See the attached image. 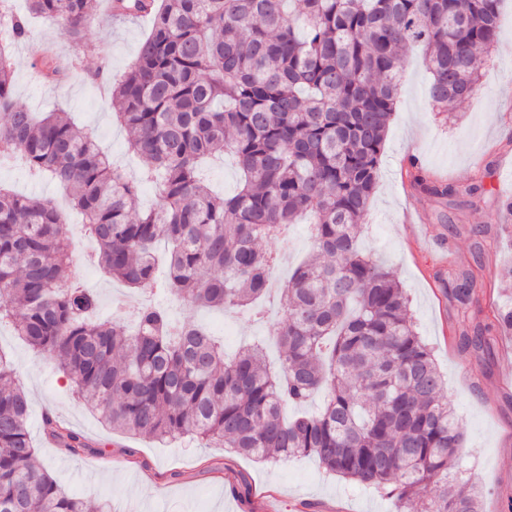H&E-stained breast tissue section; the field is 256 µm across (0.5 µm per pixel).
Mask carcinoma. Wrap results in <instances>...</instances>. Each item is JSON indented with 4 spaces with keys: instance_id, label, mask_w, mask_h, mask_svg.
I'll return each instance as SVG.
<instances>
[{
    "instance_id": "obj_1",
    "label": "carcinoma",
    "mask_w": 512,
    "mask_h": 512,
    "mask_svg": "<svg viewBox=\"0 0 512 512\" xmlns=\"http://www.w3.org/2000/svg\"><path fill=\"white\" fill-rule=\"evenodd\" d=\"M100 0H26L0 41V156L50 178L83 218L96 261L135 290L158 286L154 249L170 244L163 286L191 308L248 307L278 298L272 329L280 371L251 345L230 362L205 329L175 322L152 300L131 334L96 317L98 298L70 268L71 242L56 205L0 188V323L55 361L77 397L112 430L170 442L194 436L276 462L314 456L328 475L394 494L401 512H481L468 482L451 476L462 433L428 345L415 329L397 277L358 244L379 182L401 69L419 45L429 98L448 116L473 97L482 54L497 41L502 0H109L113 17L150 18L136 58L104 86L140 161L124 173L96 137L70 118H41L14 100L12 46L33 18L80 43ZM38 78L57 83L63 65L42 46ZM230 152L237 190L204 182L203 159ZM159 184L140 209L142 185ZM413 187L452 206L484 192L417 173ZM301 216L310 252L272 287L283 241ZM471 268L451 277L449 299L468 323L460 347L484 354L511 309L483 315ZM313 415H288L314 394ZM29 399L0 352V512H86L44 466L34 465ZM47 435L71 452L85 438L45 415Z\"/></svg>"
}]
</instances>
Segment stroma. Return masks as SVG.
Returning <instances> with one entry per match:
<instances>
[{"label": "stroma", "instance_id": "35a3bbf8", "mask_svg": "<svg viewBox=\"0 0 512 512\" xmlns=\"http://www.w3.org/2000/svg\"><path fill=\"white\" fill-rule=\"evenodd\" d=\"M149 21H115L100 16L79 44H72L47 20L35 23L32 43L13 49L15 97L35 112L62 108L98 139L101 148L128 172L140 164L128 151L127 134L85 74L108 60L120 77L136 57ZM53 43L74 65L64 82L44 86L34 81L36 45ZM430 77L421 50L403 64L400 98L392 115L380 178L360 229L364 250L394 272L406 289L413 320L444 376L445 391L464 437L458 469L480 494L483 512H502L512 499V329H503L494 357L461 351L459 317L448 298L451 268L480 260L494 268L484 276L485 295L498 304L501 282L512 267V217L501 208L512 199V0H506L502 29L483 62L480 87L442 123L428 102ZM418 166L429 178L467 185L482 179L486 191L456 208L445 200L414 191L408 170ZM0 187L60 200L72 237H81V218L62 202L61 189L31 177L24 164H0ZM156 302L176 322L207 326L224 343L226 354L260 342L270 362L278 349L268 326L244 312H189L170 292ZM0 351L12 361L18 383L30 393L28 431L36 463L47 467L70 494L92 503L107 500L112 512H260V495L271 491L276 512H398L396 497L361 489L323 472L315 458L298 456L277 463H257L225 448H207L188 438L166 445L108 429L72 394L55 363L0 324ZM52 415L84 435L80 454L50 439L42 426Z\"/></svg>", "mask_w": 512, "mask_h": 512}]
</instances>
